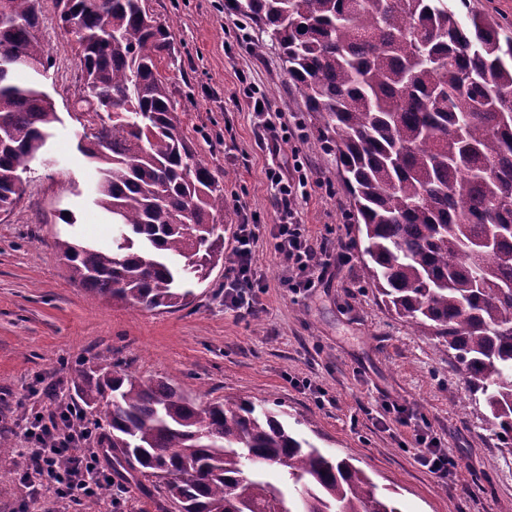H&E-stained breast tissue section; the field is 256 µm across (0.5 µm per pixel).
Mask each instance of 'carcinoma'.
Masks as SVG:
<instances>
[{
  "instance_id": "cac0c4a2",
  "label": "carcinoma",
  "mask_w": 512,
  "mask_h": 512,
  "mask_svg": "<svg viewBox=\"0 0 512 512\" xmlns=\"http://www.w3.org/2000/svg\"><path fill=\"white\" fill-rule=\"evenodd\" d=\"M279 48L290 83L335 143L388 310L460 369L486 430L512 454V34L448 0H227ZM43 0L0 15V211L59 122ZM74 36L88 115L80 150L112 215V248L57 239L72 281L132 307L184 305L224 264V185L185 135L159 64L170 33L143 0H53ZM112 468L152 480L170 512H399L365 473L333 462L250 401L201 407L171 380L91 370ZM277 467L282 481L267 479Z\"/></svg>"
}]
</instances>
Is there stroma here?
Returning a JSON list of instances; mask_svg holds the SVG:
<instances>
[{
	"mask_svg": "<svg viewBox=\"0 0 512 512\" xmlns=\"http://www.w3.org/2000/svg\"><path fill=\"white\" fill-rule=\"evenodd\" d=\"M144 5L171 32L174 53L160 72L184 133L225 178V258L233 256L239 224H259L257 311L225 306L223 266L194 286L187 305L168 311L115 305L71 282L55 238L108 249L112 226L92 202L97 175L77 148L86 122L73 109L84 93L80 60L45 0L41 38L52 66L40 83L60 121L42 160L24 174L19 199L0 212V417L14 448L12 466L0 470V512H110L101 496L58 500L28 472L24 432L55 409L46 383L59 382L64 400H74L72 381L90 367L170 378L200 405L252 401L331 460L362 469L399 512H512V456L486 431L461 375L435 340L392 315L367 283L343 175L321 148V122L289 83L277 45L224 0ZM260 96L280 136L276 155L253 110ZM297 160L308 183L295 208L310 244L329 256L314 288L301 293L287 285L275 250L279 191L267 177L270 167L287 173ZM65 212L73 224L62 221ZM316 386L324 402L316 401ZM385 400L405 406V424L382 428ZM423 424L456 463L448 483L404 447Z\"/></svg>",
	"mask_w": 512,
	"mask_h": 512,
	"instance_id": "35a3bbf8",
	"label": "stroma"
}]
</instances>
